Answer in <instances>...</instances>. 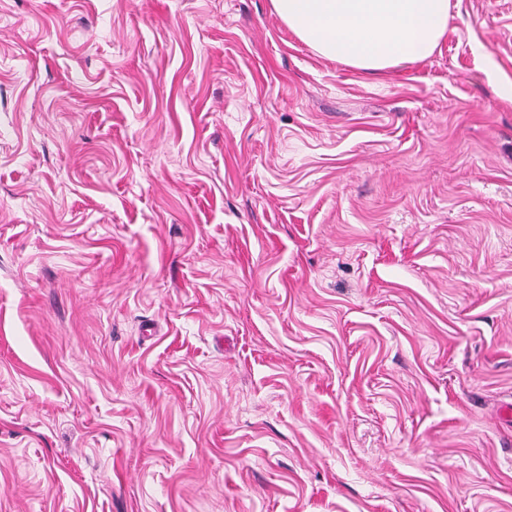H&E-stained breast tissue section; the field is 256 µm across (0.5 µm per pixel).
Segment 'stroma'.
<instances>
[{
    "mask_svg": "<svg viewBox=\"0 0 512 512\" xmlns=\"http://www.w3.org/2000/svg\"><path fill=\"white\" fill-rule=\"evenodd\" d=\"M509 404L512 0H0V512H512ZM319 55L376 73L420 62L448 27L449 0H270Z\"/></svg>",
    "mask_w": 512,
    "mask_h": 512,
    "instance_id": "35a3bbf8",
    "label": "stroma"
}]
</instances>
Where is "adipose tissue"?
<instances>
[{
    "instance_id": "1",
    "label": "adipose tissue",
    "mask_w": 512,
    "mask_h": 512,
    "mask_svg": "<svg viewBox=\"0 0 512 512\" xmlns=\"http://www.w3.org/2000/svg\"><path fill=\"white\" fill-rule=\"evenodd\" d=\"M319 55L368 73L420 62L448 27L450 0H271Z\"/></svg>"
}]
</instances>
